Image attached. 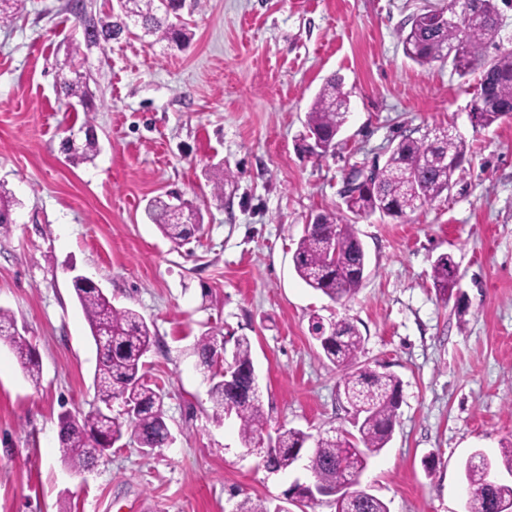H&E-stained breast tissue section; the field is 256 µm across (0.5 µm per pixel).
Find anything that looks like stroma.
I'll use <instances>...</instances> for the list:
<instances>
[{
    "label": "stroma",
    "mask_w": 512,
    "mask_h": 512,
    "mask_svg": "<svg viewBox=\"0 0 512 512\" xmlns=\"http://www.w3.org/2000/svg\"><path fill=\"white\" fill-rule=\"evenodd\" d=\"M18 0L0 25V187L16 201L0 232V307L35 347L32 384L0 340V512H233L310 480L305 461L273 474L242 448L235 417L215 421L198 336H249L268 434L352 430L343 368L311 333L347 320L361 362L402 382L391 441L361 482L390 512H467L462 465L512 445V117L471 122L477 75L421 66L399 32L448 0H201L192 40L124 35L84 47V24L112 0ZM92 114L57 91L74 45ZM349 95L327 154L305 150V116L327 78ZM92 120L99 151H64ZM453 124L468 153L448 195L402 220L355 229L368 256L356 295L335 303L305 285L292 255L321 212L345 214L353 165L384 161L402 135ZM224 194L215 197L216 178ZM176 193L202 216L200 239L174 246L145 213ZM458 265L460 302L441 299L431 266ZM137 311L156 343L145 371L174 440L146 454L129 438L88 473L58 451V419L96 406L97 351L72 278Z\"/></svg>",
    "instance_id": "35a3bbf8"
}]
</instances>
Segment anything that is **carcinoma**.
<instances>
[{"instance_id": "obj_1", "label": "carcinoma", "mask_w": 512, "mask_h": 512, "mask_svg": "<svg viewBox=\"0 0 512 512\" xmlns=\"http://www.w3.org/2000/svg\"><path fill=\"white\" fill-rule=\"evenodd\" d=\"M466 5L459 25L434 24L411 19L409 29L400 33L407 57L418 64L444 62V50L455 47L457 53L450 64L461 77L479 73L478 87L470 103L474 124L487 127L512 114V50L491 58L485 54L486 40L502 25L498 0H448V9L455 2ZM185 0H125L124 12L135 17L146 32L177 46L188 41L187 25L176 27L170 16L178 15ZM87 44L109 43L123 32L120 17L107 15L88 25ZM59 94L66 99H87L86 85L75 76L62 75ZM349 110L342 78L333 75L325 81L307 112L306 130L322 136L333 144L341 131ZM467 145L453 125L435 128L415 137L405 134L392 148L383 166H373L374 174L354 190L343 192L346 209L352 217L319 213L297 243L293 253L294 269L310 288L334 302L353 298L362 285L368 259L351 219L367 218L375 213L402 219L431 204L457 183L462 171ZM148 218L162 234L180 247L202 231V224L189 222L184 206L160 198L148 205ZM433 286L443 300H450L459 289L458 265L452 254L443 253L432 265ZM93 339L110 336L112 348L98 354L94 378L99 406L81 419L60 420L59 451L61 461L69 470L81 473L106 456L119 442L124 430H130L141 449L152 452L170 443L163 396L145 380L144 356L155 343L147 323L131 309H118L101 292L72 282ZM337 336L320 341L324 356L335 366L346 369L344 395L353 409L357 434L348 439L343 434H325L314 439L302 430L283 429L277 436L278 450L270 460L274 471H286L297 455L313 442L316 451L309 461L318 481L336 487L352 481L355 474L366 469L371 457L379 454L390 442L399 406L401 380L394 374L379 372L359 362L363 336L353 323L336 322ZM9 342L14 354L34 385L41 380L40 363L35 348L24 336L17 334L13 314L0 308V339ZM197 354L201 364L210 369L213 357L224 350V341L206 333L197 338ZM234 361L245 370L233 384H224V377L213 374L209 390L213 416L228 415L239 421L242 445L257 452L264 451L263 430L267 417L263 410L260 387L252 376V344L247 336L233 341ZM120 402L137 408L136 414L121 418L112 414V403ZM498 465L483 453L470 456L464 464L467 484L473 487L468 512H499L500 505L512 502V482L502 483L484 492L490 471Z\"/></svg>"}]
</instances>
